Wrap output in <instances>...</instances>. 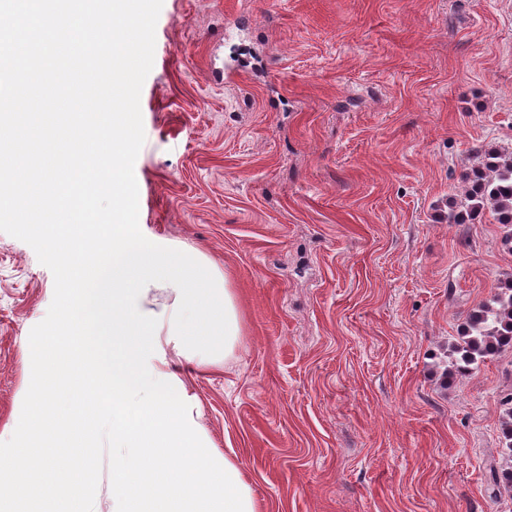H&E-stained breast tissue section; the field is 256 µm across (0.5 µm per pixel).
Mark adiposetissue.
I'll list each match as a JSON object with an SVG mask.
<instances>
[{"mask_svg": "<svg viewBox=\"0 0 512 512\" xmlns=\"http://www.w3.org/2000/svg\"><path fill=\"white\" fill-rule=\"evenodd\" d=\"M124 131L112 155L86 154L65 178L48 174L33 194L50 195L52 250L71 264L76 287L45 345L57 361L29 395L19 428L27 436L0 458V512H20L51 472L67 512H94L62 449L108 440L115 512H257L236 460L216 452L193 415L174 358L207 365L230 357L243 320L229 281L200 253L169 242L142 243L126 202ZM112 197L121 221L101 224L91 203ZM157 288L170 305L146 307Z\"/></svg>", "mask_w": 512, "mask_h": 512, "instance_id": "adipose-tissue-1", "label": "adipose tissue"}]
</instances>
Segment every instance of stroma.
Masks as SVG:
<instances>
[{
  "instance_id": "35a3bbf8",
  "label": "stroma",
  "mask_w": 512,
  "mask_h": 512,
  "mask_svg": "<svg viewBox=\"0 0 512 512\" xmlns=\"http://www.w3.org/2000/svg\"><path fill=\"white\" fill-rule=\"evenodd\" d=\"M140 108L142 233L237 295L233 357L176 368L259 512H512L487 489L512 351L443 373L512 251L441 219L478 147L512 149V0H163ZM69 293L0 208L2 456ZM66 455L113 512L111 449Z\"/></svg>"
}]
</instances>
